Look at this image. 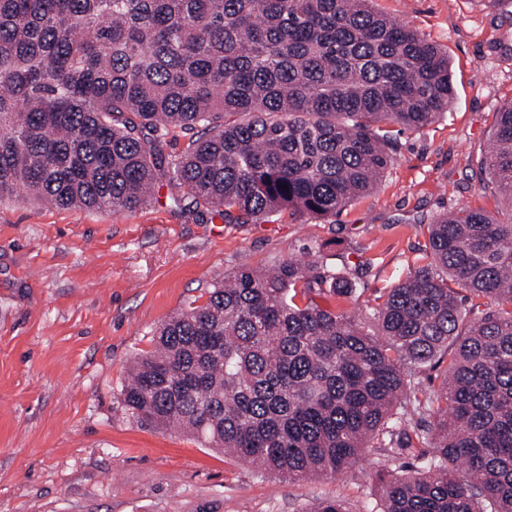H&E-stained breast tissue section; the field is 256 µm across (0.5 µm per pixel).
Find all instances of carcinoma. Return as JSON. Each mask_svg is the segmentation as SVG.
I'll list each match as a JSON object with an SVG mask.
<instances>
[{"label": "carcinoma", "mask_w": 512, "mask_h": 512, "mask_svg": "<svg viewBox=\"0 0 512 512\" xmlns=\"http://www.w3.org/2000/svg\"><path fill=\"white\" fill-rule=\"evenodd\" d=\"M453 98L448 55L372 0H0V199L114 213L164 182L201 221L327 218L383 178L390 127L424 128ZM488 171L512 207V102ZM427 230L428 263L387 291L373 333L316 302L359 300L342 269L224 274L137 356L124 407L292 479L373 444L365 512H512V213ZM445 358L421 399L413 374ZM397 407L433 410L432 452L398 475L390 448L421 436Z\"/></svg>", "instance_id": "cac0c4a2"}]
</instances>
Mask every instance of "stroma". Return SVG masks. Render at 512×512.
<instances>
[{"label": "stroma", "instance_id": "stroma-1", "mask_svg": "<svg viewBox=\"0 0 512 512\" xmlns=\"http://www.w3.org/2000/svg\"><path fill=\"white\" fill-rule=\"evenodd\" d=\"M448 55L447 114L398 136L370 194L326 219L280 212L247 224L196 221L167 186L119 213L0 201V512H346L378 502V449L313 481L261 473L195 438L136 421L121 389L169 316L213 279L288 258L344 268L361 301L317 302L367 321L421 264L427 226L502 208L487 174L495 114L512 102V0H373Z\"/></svg>", "mask_w": 512, "mask_h": 512}]
</instances>
